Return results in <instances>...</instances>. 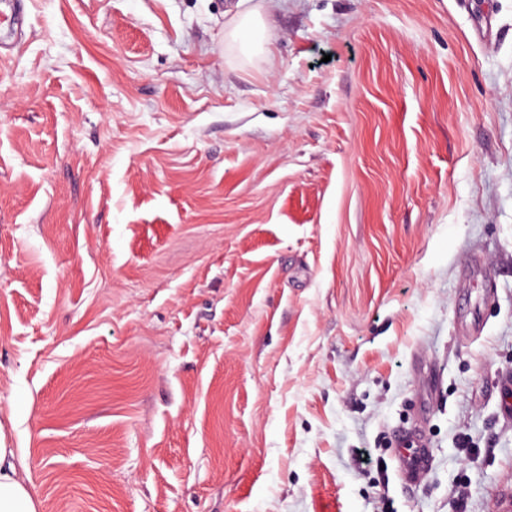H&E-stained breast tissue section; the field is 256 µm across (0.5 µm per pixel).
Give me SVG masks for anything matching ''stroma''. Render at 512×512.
Masks as SVG:
<instances>
[{
	"label": "stroma",
	"mask_w": 512,
	"mask_h": 512,
	"mask_svg": "<svg viewBox=\"0 0 512 512\" xmlns=\"http://www.w3.org/2000/svg\"><path fill=\"white\" fill-rule=\"evenodd\" d=\"M24 9L0 443L39 512H512V0ZM266 23L257 11L243 13L233 29L231 36L239 40L246 52L263 51L265 44ZM412 446L415 449H408L407 458L401 460L400 471L407 484L416 485L430 467L431 459L425 442L418 441L416 444L412 443Z\"/></svg>",
	"instance_id": "stroma-1"
}]
</instances>
